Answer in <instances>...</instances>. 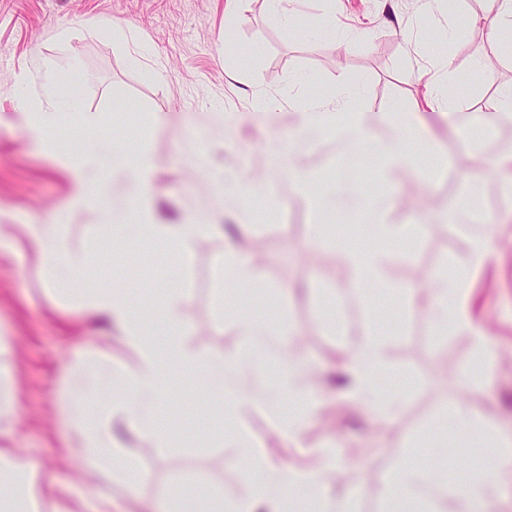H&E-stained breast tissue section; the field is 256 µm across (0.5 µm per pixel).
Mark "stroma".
Masks as SVG:
<instances>
[{"instance_id": "obj_1", "label": "stroma", "mask_w": 512, "mask_h": 512, "mask_svg": "<svg viewBox=\"0 0 512 512\" xmlns=\"http://www.w3.org/2000/svg\"><path fill=\"white\" fill-rule=\"evenodd\" d=\"M224 7L225 0H0V225H8L12 242L0 254V336L6 339L0 368L9 372L14 393L12 445L39 465L40 512L99 508L68 416L67 368L75 352L87 349L96 366L114 372L138 362L121 327L83 320L77 306L101 288L126 290L138 306L160 289L182 288L191 296L181 310L187 349L229 351L241 341L233 316L217 308L223 236L198 241L187 265L155 240L113 241L107 216L74 205L69 170L22 130L13 110L16 81L26 77L27 95L38 98L48 58L79 82L62 105L55 139L81 147L86 135L77 121L85 111L98 118L100 142L149 152L158 223H236L232 200L216 194L214 180L278 181L280 202L249 229L262 285L244 291L239 305L296 329L288 359L302 371L294 384L317 393L321 404L297 439L270 427L261 444L274 461L310 470L320 448L336 442L342 458L323 475L328 504L388 512L382 479L398 466L429 462L444 414L476 409L512 435V193L504 189L512 181V122L493 109L498 87L512 85V59L493 61L491 78L466 83L458 111L442 115L427 110L418 73L437 74L446 53L467 72L489 52L478 30L449 35L447 10L424 20L414 0H302L298 20L287 26L274 17L270 0H249L228 35ZM326 14L335 15L336 30L321 24ZM116 22L139 31L145 57L113 45ZM158 64L166 72L161 84L153 78ZM341 75L359 89V119L376 137L387 134L389 113L411 115L418 130L410 139L414 168L387 169L372 147L351 165L341 143L323 136L302 144L295 158L314 179L310 190L298 189L284 173L293 159L289 145L299 137L296 112L327 99ZM255 91L282 97V111L254 110ZM477 172L485 175L478 213L493 219L492 252L471 271L464 307L499 354L481 388L464 377L476 349L473 328L437 333L426 301L411 305L401 294L433 287L442 269L463 260L473 233L457 211ZM353 192L387 199V224L423 227L388 243L383 293L344 289L347 245L358 242V227L368 221L339 206ZM34 223L56 225L68 248L87 256L78 284L37 263L24 231ZM314 224L323 226L322 239L311 236ZM379 328L390 332L383 383L400 397L399 414L388 422L336 385L351 350ZM98 425L111 429L115 452L134 467L133 479L112 480V512H151L173 489L199 482L228 505L243 491L241 451L228 438L231 429L249 425L223 416L190 377H174L160 411L170 448L156 449L150 437L104 418Z\"/></svg>"}]
</instances>
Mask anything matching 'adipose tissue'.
Wrapping results in <instances>:
<instances>
[{"label": "adipose tissue", "mask_w": 512, "mask_h": 512, "mask_svg": "<svg viewBox=\"0 0 512 512\" xmlns=\"http://www.w3.org/2000/svg\"><path fill=\"white\" fill-rule=\"evenodd\" d=\"M463 26L479 28L487 34L493 53L500 58H512V0H487L480 13L464 16ZM63 96L62 76L53 62H45L42 73L41 97L34 100L19 95L15 109L26 117V131L40 146L51 143V135L61 121L58 103ZM363 109L358 93L346 78H339L337 92L329 100L318 102L301 114V122L309 135L330 130L341 139L348 152H355L372 134L355 116ZM59 159L69 167L75 178V202L79 205L105 204L107 179L124 176L129 182L131 213L136 223L126 221V215L112 216V237L125 241L133 237L152 235L162 237V225L153 221L151 186L155 178V162L149 153H140L136 160H128L125 153L115 150L103 153L88 146L79 153L62 151ZM26 235L39 260L71 281H80L87 265L85 257L69 250L54 234L51 225L29 224ZM467 261L453 273H440L431 291L429 307L437 332L448 328L466 329L470 321L463 304L467 299L469 275L472 269L483 265L487 258V241L477 237L465 246ZM385 252L374 248L368 251L353 249L347 253L351 269L350 288L382 281ZM225 299H233L244 288L258 287L260 272L238 246L224 252L222 266ZM189 300L188 293L178 288L164 292L157 303L144 311H134L125 295L117 289H99L94 299L82 306V315L89 320L100 318L120 324L126 331L125 341L138 354L137 367L127 373L114 375L108 371L79 370L74 379L77 396L73 418L86 417L85 396L102 387L114 386L115 392L109 414L125 424L154 435L155 445L169 447V440L156 431L157 407L168 394V379L173 371L181 370L195 375L209 388L213 401L229 414L236 415L253 407L256 399L246 377L270 364H277L278 373L266 388L265 403L273 415H280L283 405L298 412L297 418L283 421L281 431L296 437L300 422L309 418L319 402L314 394L287 385L286 378L298 370L296 364L285 362L284 355L292 341L291 334L274 330L259 315L239 310L236 321L243 340L231 352H191L181 342L184 322L181 307ZM383 339L374 333L357 346L346 365L353 382L355 398L380 419H392L399 410L396 396L382 389L379 377L385 366L382 358ZM456 437L467 445L483 447L482 470L467 484L452 487L458 512H488V498L493 482L512 479V437L501 435L489 427L477 412L459 409L449 414ZM243 450L242 462L249 475L244 493L232 507L223 503L203 486L191 490L175 489L169 496L164 512H255L269 504L273 512H310L320 505V475L334 470L338 458L334 448L321 451L319 466L310 471H296L288 466L272 463L262 446L245 433L233 437ZM83 459L87 475L109 479L123 473L127 464L112 450L110 434L87 425L82 438ZM33 464L11 448H0V505H8L16 497L35 498L36 490L29 481ZM447 463L396 470L381 487L388 502L428 500L439 496L447 485Z\"/></svg>", "instance_id": "obj_1"}]
</instances>
